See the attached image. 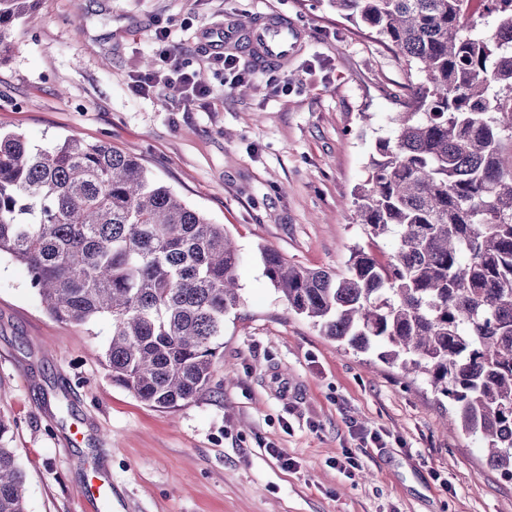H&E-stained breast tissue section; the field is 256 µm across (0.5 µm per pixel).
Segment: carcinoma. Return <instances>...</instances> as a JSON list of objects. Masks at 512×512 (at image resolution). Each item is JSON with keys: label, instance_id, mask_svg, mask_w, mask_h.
<instances>
[{"label": "carcinoma", "instance_id": "1", "mask_svg": "<svg viewBox=\"0 0 512 512\" xmlns=\"http://www.w3.org/2000/svg\"><path fill=\"white\" fill-rule=\"evenodd\" d=\"M395 48L404 111L375 141L354 191L380 257L347 273L262 250L266 276L322 335L422 376L461 432L512 482V0H331ZM38 0H0V54ZM24 267L64 325L111 321L112 384L161 409L216 392L224 318L240 304V253L224 230L106 141L49 147L0 133V255ZM0 512H27L26 473L3 443Z\"/></svg>", "mask_w": 512, "mask_h": 512}]
</instances>
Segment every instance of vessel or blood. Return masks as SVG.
Instances as JSON below:
<instances>
[{"label": "vessel or blood", "instance_id": "1", "mask_svg": "<svg viewBox=\"0 0 512 512\" xmlns=\"http://www.w3.org/2000/svg\"><path fill=\"white\" fill-rule=\"evenodd\" d=\"M224 45L248 52L258 66H275L287 62L297 53L300 34L285 18L268 16L228 31Z\"/></svg>", "mask_w": 512, "mask_h": 512}]
</instances>
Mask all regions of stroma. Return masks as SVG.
Wrapping results in <instances>:
<instances>
[{
	"instance_id": "stroma-1",
	"label": "stroma",
	"mask_w": 512,
	"mask_h": 512,
	"mask_svg": "<svg viewBox=\"0 0 512 512\" xmlns=\"http://www.w3.org/2000/svg\"><path fill=\"white\" fill-rule=\"evenodd\" d=\"M270 13L302 32V50L259 70L240 54L252 90L225 91L202 30ZM160 24L207 101L132 93ZM402 81L393 51L329 0H39L0 56V130L38 146L76 132L140 158L233 238L241 303L215 362L234 383L165 411L108 378V319L55 321L1 257L0 414L28 512H86L97 488L96 512H512V483L444 428L442 395L323 336L265 274V247L339 274L369 247L353 192L376 139L394 134Z\"/></svg>"
}]
</instances>
